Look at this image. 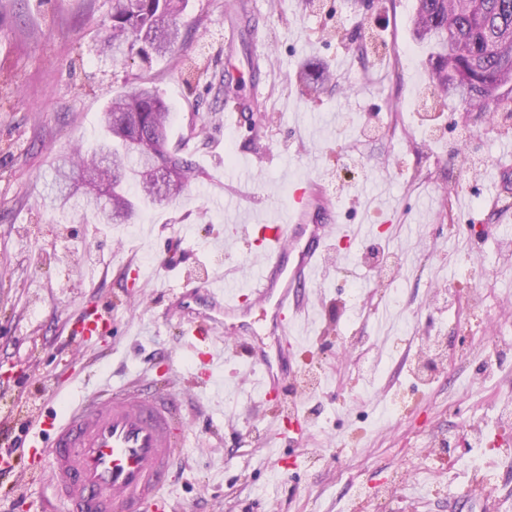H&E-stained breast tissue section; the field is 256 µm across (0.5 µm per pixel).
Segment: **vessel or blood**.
<instances>
[{"label":"vessel or blood","instance_id":"b4317fda","mask_svg":"<svg viewBox=\"0 0 512 512\" xmlns=\"http://www.w3.org/2000/svg\"><path fill=\"white\" fill-rule=\"evenodd\" d=\"M332 202L318 180L296 188L293 200L274 222L261 225L250 243L255 272L246 284L228 288L213 277L210 288L184 281L177 300L206 292L225 319L247 316L259 309L274 336L266 345L257 336L238 335L228 327L223 346L207 347L210 362L236 357L256 373L261 403L281 405L299 367L291 353L298 339L292 330L309 307V290L322 275V258L333 240L343 238L335 223ZM288 427H275V441L294 443L307 429L304 414L291 408ZM55 499L65 512H166L161 495L183 462L182 447L189 425L178 378L162 386L143 378L120 386L92 383L86 394L62 417L43 420Z\"/></svg>","mask_w":512,"mask_h":512}]
</instances>
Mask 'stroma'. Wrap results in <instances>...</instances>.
I'll return each mask as SVG.
<instances>
[{"mask_svg": "<svg viewBox=\"0 0 512 512\" xmlns=\"http://www.w3.org/2000/svg\"><path fill=\"white\" fill-rule=\"evenodd\" d=\"M416 0H187L172 54L112 60L98 49L112 0H0V414L37 440V414L77 401L87 375L120 385L176 370L191 418L185 465L168 492L176 512H347L392 486L376 512H484L467 488L474 431L512 448V358L490 367L499 328L512 330V122L434 104L430 49L411 18ZM335 82L300 91L303 70ZM235 71L239 124L222 79ZM147 83L173 112L171 148L191 156L182 193L132 224L43 205L52 165L90 146L112 96ZM322 180L351 236L353 261L332 260L315 289L309 337L295 349L317 390L298 400L299 446L265 450L274 425L253 378L227 361L205 377L191 331L168 295L186 275L247 277L245 246L226 250L225 201L264 212L289 199L288 178ZM148 271L133 278L127 264ZM113 301L112 326L75 336L85 310ZM397 404L401 414L387 420ZM434 456L437 496L398 477ZM34 459L0 473V512L53 503Z\"/></svg>", "mask_w": 512, "mask_h": 512, "instance_id": "obj_1", "label": "stroma"}]
</instances>
